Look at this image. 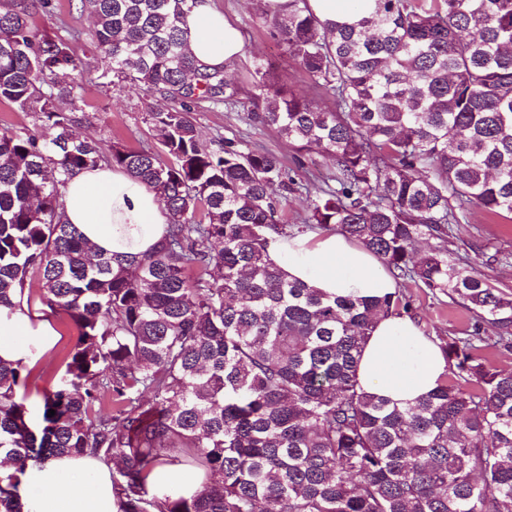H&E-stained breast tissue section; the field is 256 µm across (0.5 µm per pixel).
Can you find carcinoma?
I'll list each match as a JSON object with an SVG mask.
<instances>
[{"label":"carcinoma","mask_w":512,"mask_h":512,"mask_svg":"<svg viewBox=\"0 0 512 512\" xmlns=\"http://www.w3.org/2000/svg\"><path fill=\"white\" fill-rule=\"evenodd\" d=\"M193 2L81 0L104 75L173 102L145 113L166 163L84 133L76 36L30 25L51 0L0 5V101L42 128L0 131V306L36 277L41 303L80 330L37 427L17 393L23 367L0 362V454L14 465L0 470V512H22L27 461L84 455L116 465L117 512H512V371L476 354L486 326L512 348V294L448 250L471 208L512 215V0H351L352 24L310 0L260 8L336 103L323 111L256 68L251 117L332 163L314 195L275 153L200 143L192 105L234 103L239 89L189 51ZM102 162L169 212L166 238L139 259L91 254L65 221L69 177ZM291 196L304 198L302 225L281 223ZM317 228L474 314L441 346L454 380L404 409L360 387L377 318L414 308L398 290L331 299L288 279L271 248ZM422 238L435 245L419 258ZM183 463L193 490L154 479Z\"/></svg>","instance_id":"cac0c4a2"}]
</instances>
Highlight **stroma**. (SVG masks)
<instances>
[{"label": "stroma", "instance_id": "35a3bbf8", "mask_svg": "<svg viewBox=\"0 0 512 512\" xmlns=\"http://www.w3.org/2000/svg\"><path fill=\"white\" fill-rule=\"evenodd\" d=\"M51 7L34 14L32 26L42 34L54 35L70 30L79 33L77 43L83 60V70L76 90L85 117L84 130L92 139L110 145L121 144L131 149L153 145L150 128L144 117L149 109L167 106L163 96L149 94L144 87L119 82L102 75L100 51L91 37L93 23L81 11L78 0H51ZM240 29L244 54L225 73L240 90L235 106H213L202 102L192 114L203 145L214 148L219 140H243L279 154L292 176L308 180L318 188L320 177L329 171L331 162L325 156L296 152L275 131L250 119L253 108L250 98L257 80L256 61L268 62L270 75L279 84L323 109H335V102L319 94L309 75L285 52L269 34L256 9V0H213ZM454 254L466 257L469 269L503 291L512 293V217L494 216L474 208L466 220L456 226L455 236L448 245ZM499 261H492V254ZM30 296V312L50 320L59 333L55 345L46 352L35 351L30 375L19 393L31 410H38L42 392L54 378L61 376L68 356L79 337L75 323L64 314H54L39 301L40 283L28 280L24 290ZM404 293L415 309V322L434 343L443 344L450 338L464 335L473 322L471 313L462 304L447 296H432L425 289L408 286Z\"/></svg>", "mask_w": 512, "mask_h": 512}]
</instances>
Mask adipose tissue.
<instances>
[{
  "label": "adipose tissue",
  "instance_id": "adipose-tissue-1",
  "mask_svg": "<svg viewBox=\"0 0 512 512\" xmlns=\"http://www.w3.org/2000/svg\"><path fill=\"white\" fill-rule=\"evenodd\" d=\"M189 49L208 69L231 66L243 53L240 31L196 0L183 17ZM64 214L93 251L138 258L163 241L169 213L156 194L125 170L100 165L76 171L64 194ZM271 256L288 274L336 297L369 298L394 292L396 284L367 249L339 233L300 235L277 242ZM57 332L26 307H0V360L30 365V346L47 350ZM446 372L440 348L405 316L378 319L358 369L362 388L400 405L433 392ZM23 512H116L111 471L90 456H61L27 463L21 477Z\"/></svg>",
  "mask_w": 512,
  "mask_h": 512
}]
</instances>
